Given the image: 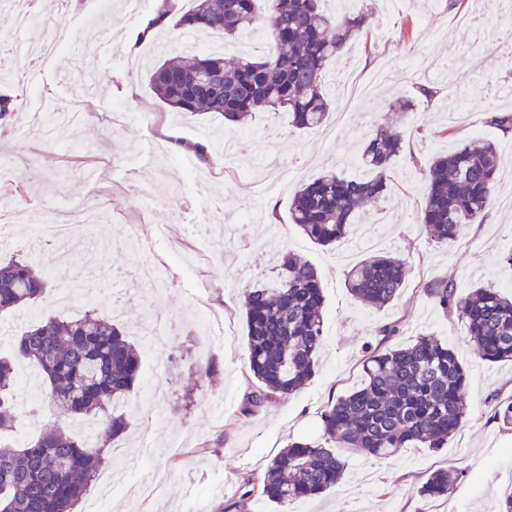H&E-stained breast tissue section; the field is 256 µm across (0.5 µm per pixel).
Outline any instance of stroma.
I'll return each mask as SVG.
<instances>
[{"instance_id": "1", "label": "stroma", "mask_w": 512, "mask_h": 512, "mask_svg": "<svg viewBox=\"0 0 512 512\" xmlns=\"http://www.w3.org/2000/svg\"><path fill=\"white\" fill-rule=\"evenodd\" d=\"M336 16L372 12L360 32L331 61L327 89L333 100L325 129L297 130L287 113L258 112L246 129L230 128L216 113L187 116L169 110L148 83L152 67L164 59L202 53L211 34L184 42L172 28L137 42L158 0H142L129 14L125 0H37L39 42L55 31L79 39L83 70L71 67L72 53L46 59L39 71L26 57L7 68L25 73L24 86L0 82V92L17 101L14 115L0 122V201L25 211L30 221L9 229L10 245L0 260L19 255L53 278L84 276L69 301L52 294L44 309L25 308L0 316V353L39 315L68 316L91 296L100 314L126 323L141 347L138 381L124 403L130 425L118 438L123 461L106 468L109 486L92 482L77 507L88 512H236L244 484L262 472L291 439L318 434L320 408L329 396L357 383L363 346L379 324L401 325L397 341L421 334L447 342L468 375L466 414L460 431L439 450L409 448L388 459L347 453L345 481L302 504L278 505L252 493L247 512H498V499L512 488V431L493 418L494 394L512 395V364H491L457 319L445 318L426 295V283L453 280L459 294L491 286L512 294V267L501 262L512 248V210L493 205L485 223L468 226L448 248L430 241L416 214L422 203L425 171L433 156L464 144L495 143L501 159L497 191H512V133L488 126L489 112H511L512 98L494 89L512 74V55L500 45L512 16H489L472 24L468 7L449 0H326ZM120 34L115 50L106 32ZM431 84L433 99L416 88ZM412 99L410 114L393 112L396 97ZM398 124L405 142L385 199L366 223L351 225L333 247L305 238L289 222V206L300 184L336 164L352 176H366L360 146L378 129ZM237 136L243 144L233 165L222 155L203 163L184 151L187 143L210 144ZM104 174L87 182L88 169ZM99 190L112 206L88 230V245L60 248L34 240L30 226L46 208L79 211L84 197ZM299 254L316 268L323 288L325 346L313 379L288 397L268 403L240 420L242 398L251 388L241 292L266 279L275 252ZM399 253L409 274L397 299L384 309L365 307L345 286L357 262ZM167 263L164 294L135 278L144 263ZM151 307L180 324L164 344H149L136 319ZM216 361L204 379L201 363ZM40 376L18 382L17 440L36 437L60 424L44 402ZM160 412L150 438L141 425L148 411ZM463 469L447 498H423L418 487L427 474ZM165 476L152 495L130 493L143 473Z\"/></svg>"}]
</instances>
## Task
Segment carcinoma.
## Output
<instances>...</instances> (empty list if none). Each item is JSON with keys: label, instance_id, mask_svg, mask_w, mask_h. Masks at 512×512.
Wrapping results in <instances>:
<instances>
[{"label": "carcinoma", "instance_id": "cac0c4a2", "mask_svg": "<svg viewBox=\"0 0 512 512\" xmlns=\"http://www.w3.org/2000/svg\"><path fill=\"white\" fill-rule=\"evenodd\" d=\"M191 2L174 27L189 33L216 31L231 39L262 30L266 47L232 58L222 53L167 58L151 71L150 87L174 112L218 113L239 128L262 110L289 112L299 130L320 127L331 108L325 84L329 63L371 17L361 13L338 20L323 11L322 0H266L263 11L257 0ZM485 123L511 131L512 113L488 112ZM403 144L397 127L366 139L360 158L368 177L326 170L295 192L291 222L315 244H335L384 199ZM498 162L492 142L434 156L416 216L430 240L451 247L464 225L485 222ZM406 273L405 260L377 255L355 264L346 286L358 302L382 309L397 298ZM52 288L53 281L33 262H0V315L39 306ZM424 291L445 317L464 325L482 360L512 361V299L492 287L461 297L455 284L443 278ZM323 306L317 272L291 252L278 258L265 282L243 289L248 370L255 388L244 396L239 419L250 418L278 396L296 393L313 378L324 342ZM399 334L397 322L375 328L360 382L320 410V436L289 442L247 480L242 497L255 484L263 497L279 505L332 491L346 470L339 448L387 459L405 448L448 445L465 415L466 370L448 344L429 334L407 345L385 346ZM20 363L39 370L46 398L59 416L91 419L98 428L93 441L56 426L31 442L0 444V512H75L107 463L108 442L127 429L118 403L133 390L140 351L121 323L94 308L30 324L12 340L10 352L0 355V434L12 428L16 417L15 368ZM494 417L512 431L511 396L498 400ZM464 476L462 470H435L419 493L447 497Z\"/></svg>", "mask_w": 512, "mask_h": 512}]
</instances>
